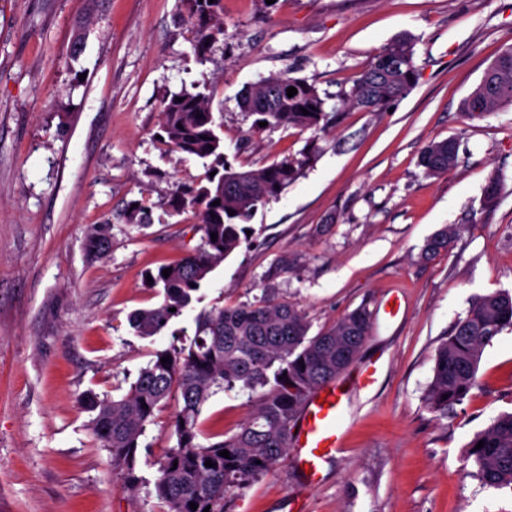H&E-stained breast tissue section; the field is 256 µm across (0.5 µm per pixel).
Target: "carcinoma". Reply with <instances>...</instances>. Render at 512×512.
Instances as JSON below:
<instances>
[{"instance_id":"obj_1","label":"carcinoma","mask_w":512,"mask_h":512,"mask_svg":"<svg viewBox=\"0 0 512 512\" xmlns=\"http://www.w3.org/2000/svg\"><path fill=\"white\" fill-rule=\"evenodd\" d=\"M221 0H192L196 19L195 42L200 55L224 36ZM418 70L414 46L402 36L387 44L365 70L352 79L347 104L379 112L405 95ZM294 87L297 94L287 96ZM512 105V47L486 69L464 99L462 111L481 117ZM326 101L316 86L303 78L280 73L246 88L240 97L243 111L257 121L279 126L318 128ZM308 110L305 115L302 110ZM161 140L171 149L200 159L205 183L179 185L170 200L175 210L189 207L199 218L203 243L193 253L170 264L172 272L151 274V288L159 289L160 303L129 316L140 336L160 334L192 302L208 275L235 252L246 235V223L258 206L278 197L312 159L314 144L303 157L288 158L258 169L234 167L224 157V142L214 124L209 98L182 90L166 97L161 108ZM457 141L428 143L418 164L425 174L448 172L457 161ZM501 193L499 177L483 188V208L496 207ZM220 204L213 205L214 201ZM217 234L211 240V234ZM456 225L436 231L425 241L421 256L429 259L448 250L459 236ZM111 241L99 228L85 240L87 254L107 255ZM512 329V294L506 291L475 297L465 316L436 349L433 377L425 402L433 412L445 413L463 403L476 385L484 348L504 329ZM306 313L266 293L254 304L202 311L194 318L190 341L182 338L153 352L127 393L119 399L83 393L81 406L93 413L90 428L100 447L110 454L112 467L125 472L127 486L136 490L137 449L147 423L170 398L178 407L170 423L166 448L158 461L155 481L164 512H224V498L243 490L268 473L287 453L291 432L309 396L335 381L355 360L372 330V313L358 307L333 325L310 334ZM170 357L161 363V358ZM235 388L255 396L252 414L239 431L225 437L204 433L200 418L211 398ZM484 442L477 448L478 442ZM229 452V457L220 451ZM477 476L488 487H512V413H502L469 444ZM215 463L205 466L206 461ZM198 504L193 510L190 503Z\"/></svg>"}]
</instances>
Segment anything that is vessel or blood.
<instances>
[{
    "instance_id": "vessel-or-blood-1",
    "label": "vessel or blood",
    "mask_w": 512,
    "mask_h": 512,
    "mask_svg": "<svg viewBox=\"0 0 512 512\" xmlns=\"http://www.w3.org/2000/svg\"><path fill=\"white\" fill-rule=\"evenodd\" d=\"M343 395L332 384L314 392L301 415L292 463L318 475L323 461L342 446Z\"/></svg>"
}]
</instances>
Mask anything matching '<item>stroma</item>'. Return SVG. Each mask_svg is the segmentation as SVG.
<instances>
[{
    "label": "stroma",
    "mask_w": 512,
    "mask_h": 512,
    "mask_svg": "<svg viewBox=\"0 0 512 512\" xmlns=\"http://www.w3.org/2000/svg\"><path fill=\"white\" fill-rule=\"evenodd\" d=\"M224 36L194 48L188 0H0V512H161L156 461L174 402L156 410L129 492L91 431L79 396L129 388L154 350L201 310L264 292L306 312L312 331L367 306L373 329L343 374V449L308 485L282 459L224 501V512H512V487L484 486L473 436L512 412V330L486 346L468 398L442 415L424 401L441 340L475 296L512 291V106L470 118L460 104L512 47V0H222ZM414 43L418 79L391 110L342 107L351 79L392 40ZM288 72L326 101L320 129L256 127L241 92ZM209 95L234 165L259 168L317 152L250 236L167 330L136 335L131 312L159 297L148 271L202 243L193 211L173 213L200 161L160 143L163 99ZM458 142L440 176L417 161L433 140ZM501 179L497 206L483 187ZM144 223L127 219L132 203ZM109 224L106 257L85 238ZM464 231L434 258L428 237ZM376 381L356 386L359 367ZM254 409L222 391L205 429L233 434Z\"/></svg>",
    "instance_id": "35a3bbf8"
}]
</instances>
